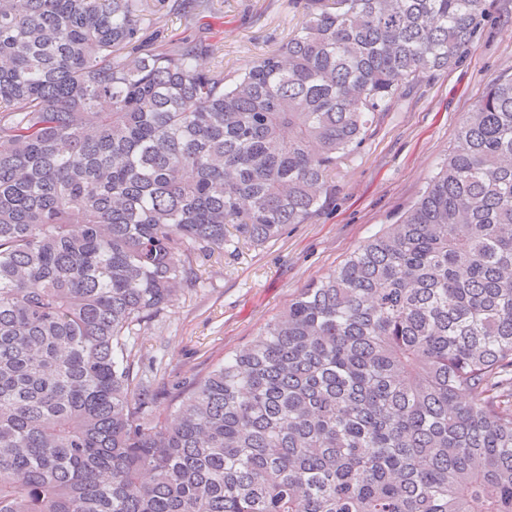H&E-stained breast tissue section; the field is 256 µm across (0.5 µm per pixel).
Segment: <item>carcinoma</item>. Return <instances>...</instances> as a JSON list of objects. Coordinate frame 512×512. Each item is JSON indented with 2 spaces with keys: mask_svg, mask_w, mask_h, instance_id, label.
<instances>
[{
  "mask_svg": "<svg viewBox=\"0 0 512 512\" xmlns=\"http://www.w3.org/2000/svg\"><path fill=\"white\" fill-rule=\"evenodd\" d=\"M232 82L148 0H0V512H512V72L420 198L173 387L128 342L305 223L487 0H311Z\"/></svg>",
  "mask_w": 512,
  "mask_h": 512,
  "instance_id": "obj_1",
  "label": "carcinoma"
}]
</instances>
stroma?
Here are the masks:
<instances>
[{"label":"stroma","instance_id":"stroma-1","mask_svg":"<svg viewBox=\"0 0 512 512\" xmlns=\"http://www.w3.org/2000/svg\"><path fill=\"white\" fill-rule=\"evenodd\" d=\"M146 41L177 50L202 37L232 76L300 29L310 0H214L187 18L168 0H149ZM512 68V0H490L480 34L460 64L425 73L369 130L361 147L340 159L319 210L287 225L276 240L199 261L195 282L138 327L135 350L158 384L210 368L242 349L260 327L287 309L301 288L340 266L424 191L455 142L459 125L488 84Z\"/></svg>","mask_w":512,"mask_h":512}]
</instances>
